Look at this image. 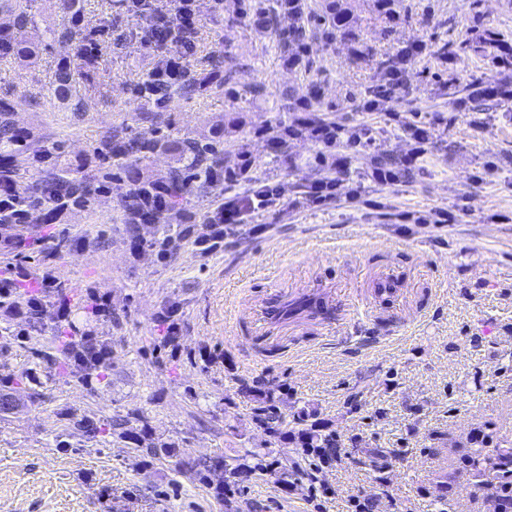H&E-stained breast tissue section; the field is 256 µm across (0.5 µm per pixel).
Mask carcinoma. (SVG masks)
I'll use <instances>...</instances> for the list:
<instances>
[{
    "mask_svg": "<svg viewBox=\"0 0 512 512\" xmlns=\"http://www.w3.org/2000/svg\"><path fill=\"white\" fill-rule=\"evenodd\" d=\"M375 10L385 19L398 21L402 13L407 11V6L404 5V0H375ZM244 13L258 17L265 26L277 32L285 46L297 44L303 47L308 36L319 34L327 40L339 39L349 44L355 57L372 52V47L360 40L356 33L357 20L344 0H326L319 11L310 9L305 0H288L286 4L281 0H273L269 5L266 4V0H252V3L246 5ZM283 19L288 20V25L284 27L281 26ZM0 44L7 45L9 55L20 60H28L36 54L35 48L27 42L9 35L0 36ZM469 52L488 60L494 68L512 70V42L493 28L485 29L475 38L463 36L442 45L432 41L406 44L379 61V68L384 72L387 83L371 90L372 97L368 99V103L382 105L392 98L395 91L401 87V83L393 81V76L399 71H405L406 66L416 57L427 53L444 63L452 64ZM54 94L63 104L72 101V76L66 66L60 67L56 74ZM506 94L507 91L499 85L477 75L462 87L454 82L448 84V102L453 103L465 98L478 112L493 110L497 106V99ZM289 99L308 107L309 116L303 123L324 122L318 115L321 98L316 83L311 82L299 90L291 91ZM81 108V101L74 102V110L78 111ZM12 109L10 103H0V148L4 149V152L0 153V161L3 162V166L0 167V186L6 191L14 188L29 199L32 192L29 191L27 180L28 167L21 160L23 151L20 150V145L23 139L10 120ZM156 146L157 143L154 141L146 142L136 138L114 142L108 137L103 141V148L107 154H113L130 163L127 173L129 189L120 197L119 206L123 213L128 215L125 232L132 239L138 238L139 235L140 224L134 222L135 216L142 215L139 201L141 196L149 191V182L141 178L135 165L141 154L154 150ZM176 150L187 160L184 169L173 170L169 177L172 189L171 207L179 209L183 205V189L188 175L199 168L208 169L212 166L211 155L215 152V146L186 139L176 145ZM372 164L375 169L384 170L392 176L406 177L410 174L409 170L400 168V162L390 155H376L372 157ZM40 192L71 209L86 208L90 204V193L83 183L61 170L50 173L42 180ZM193 236L192 224H164L161 227V236L144 242V246L165 257L171 252V242L189 241ZM323 309L321 301L308 297L288 304L280 313H320ZM238 393L252 402L250 421L267 437V444H278L286 440L292 447L301 450L300 460L293 462L294 467L298 468L305 461L321 457L326 448L342 447L336 432L320 421L316 411L305 406L292 412L288 411V393L276 381L265 378H256L252 381L244 379L239 383ZM128 438L141 448H159L153 437L152 428L147 423L140 429L128 433ZM465 459L469 463L468 480L473 486H481L484 478L490 474L499 478L497 493L504 501V512H512V443L503 439L491 449L482 444L478 448L470 449ZM277 465L278 461L266 460V455L261 452L246 449L242 454L224 463V481L216 487V493L220 495L230 490L236 484V479L243 474L272 472L276 470Z\"/></svg>",
    "mask_w": 512,
    "mask_h": 512,
    "instance_id": "obj_1",
    "label": "carcinoma"
}]
</instances>
